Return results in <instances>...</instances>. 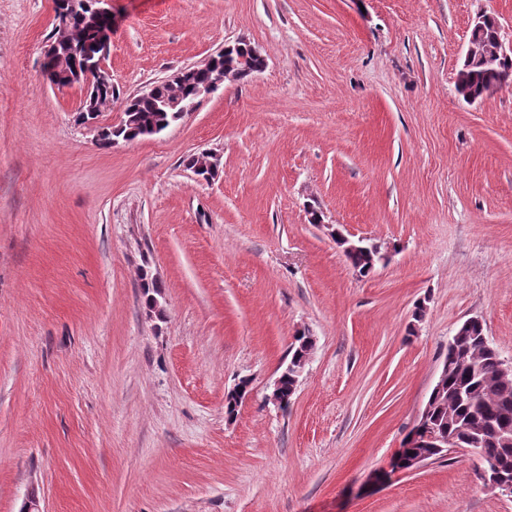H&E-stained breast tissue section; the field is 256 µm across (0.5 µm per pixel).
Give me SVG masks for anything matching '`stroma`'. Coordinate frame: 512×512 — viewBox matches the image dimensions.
<instances>
[{"label": "stroma", "instance_id": "stroma-1", "mask_svg": "<svg viewBox=\"0 0 512 512\" xmlns=\"http://www.w3.org/2000/svg\"><path fill=\"white\" fill-rule=\"evenodd\" d=\"M53 2L0 0V512H512L462 448L381 478L463 321L512 360V83L455 84L512 0H112L102 124L236 39L266 67L106 148L42 74ZM334 229L388 262L357 275ZM304 367H305V365H303L300 368L293 369V372L295 374V379L291 372L288 371V373H284V371L282 370L283 372L280 375L281 379H280V377H277L273 381L272 390H271V393L267 396V400L279 407L284 405L283 401L279 397V391H278L279 385L281 382L280 391H281L283 398L286 400L285 407L288 406V403H289L291 397L294 395V393L296 391V388H297V385L299 382L298 378L302 374ZM295 380L298 382L296 383Z\"/></svg>", "mask_w": 512, "mask_h": 512}]
</instances>
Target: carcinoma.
Listing matches in <instances>:
<instances>
[{
	"label": "carcinoma",
	"mask_w": 512,
	"mask_h": 512,
	"mask_svg": "<svg viewBox=\"0 0 512 512\" xmlns=\"http://www.w3.org/2000/svg\"><path fill=\"white\" fill-rule=\"evenodd\" d=\"M98 24L96 17L89 13L74 16L71 38L89 41ZM499 32L489 22L481 30L471 31L470 37L483 52H492L497 46ZM224 71L239 81L265 68V58L258 54L253 57L252 70L241 73L234 61H223ZM208 74L198 73L185 85L168 86L158 84L157 95L152 98H138L133 112L125 116L124 125L106 126L102 129L99 144L108 147L114 139L135 140L144 136V128L153 127L159 131L179 120L174 112H163L158 107L160 99L169 96L192 98L195 87L206 81ZM512 81V73L506 74L501 68L475 65L469 72L465 91L480 97L504 83ZM346 261L360 276L368 275L372 256L364 250H343ZM145 304L160 298L162 286L159 281L147 276L141 283ZM313 343L302 337L293 343L289 363L298 366L308 356ZM500 358L498 351L489 343L482 320L476 318L463 328V336L454 350L448 352V377L440 390L429 396L432 425L443 433L464 443L473 427L482 431V461L493 462L500 469L512 475V373H501L497 369Z\"/></svg>",
	"instance_id": "1"
}]
</instances>
